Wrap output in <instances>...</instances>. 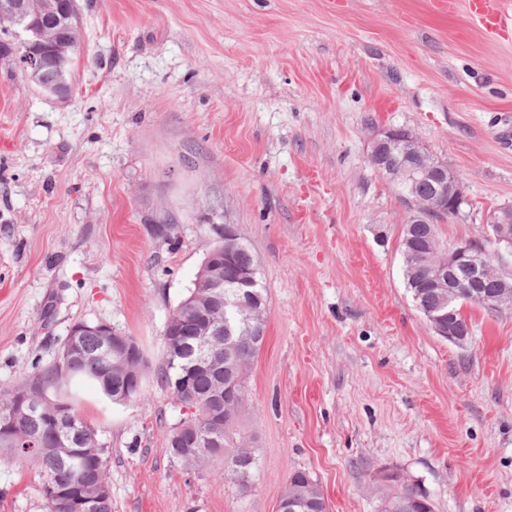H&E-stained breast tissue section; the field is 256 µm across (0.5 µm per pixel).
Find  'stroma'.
Instances as JSON below:
<instances>
[{
    "label": "stroma",
    "instance_id": "1",
    "mask_svg": "<svg viewBox=\"0 0 512 512\" xmlns=\"http://www.w3.org/2000/svg\"><path fill=\"white\" fill-rule=\"evenodd\" d=\"M440 3L79 0L65 102L0 60V393L79 321L160 362L212 223L267 297L238 422L253 487L170 456L183 410L159 385L109 413L86 386L112 512H277L298 470L330 512H380L387 467L434 512H512V310L470 309L462 348L435 335L404 283L408 209L367 162L405 128L460 177L445 245L512 207V0L492 33ZM41 486L0 468V512H45Z\"/></svg>",
    "mask_w": 512,
    "mask_h": 512
}]
</instances>
